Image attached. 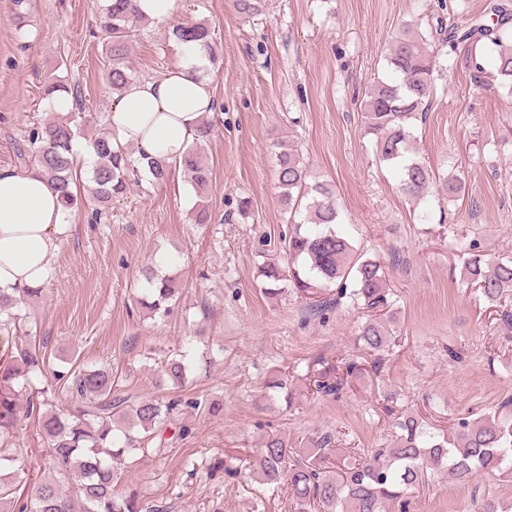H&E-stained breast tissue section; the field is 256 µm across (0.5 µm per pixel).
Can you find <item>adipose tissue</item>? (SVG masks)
Listing matches in <instances>:
<instances>
[{"instance_id": "ef3b65f1", "label": "adipose tissue", "mask_w": 512, "mask_h": 512, "mask_svg": "<svg viewBox=\"0 0 512 512\" xmlns=\"http://www.w3.org/2000/svg\"><path fill=\"white\" fill-rule=\"evenodd\" d=\"M208 67L204 53L181 45L171 68L129 84L112 103L116 142L138 159L180 160L215 104ZM72 230L67 210L39 167L0 168V288L44 285L51 257Z\"/></svg>"}]
</instances>
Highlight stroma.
Masks as SVG:
<instances>
[{"label":"stroma","instance_id":"obj_1","mask_svg":"<svg viewBox=\"0 0 512 512\" xmlns=\"http://www.w3.org/2000/svg\"><path fill=\"white\" fill-rule=\"evenodd\" d=\"M105 0H0V167L19 169L17 143L46 117L43 84H79L86 135L110 128L113 94L104 79L98 18ZM487 0H271L255 21L232 0H183L177 23L208 22L220 49L209 75L217 107L204 159L212 173L197 198L183 173L165 183L132 184L110 223L79 211L76 232L50 263L44 299L27 312L50 369L88 363L109 369L120 393L164 399L161 364L182 354L191 364L188 398L214 399L224 413L174 415L164 454L137 453L118 467L117 491L137 490L146 512H292L248 472L224 463L254 455L269 434L307 447L318 433L338 447H377L393 415L413 414L453 429L465 413H488L512 398V328L495 305L464 283L462 244L512 257V95L476 86L465 63L440 56L441 75L413 149L440 178L460 176L456 200L433 194L414 202L398 189L364 133V94L381 76L392 37L406 24L464 23ZM165 26L133 25L131 60L139 77L165 72L176 59ZM298 145L312 175L336 191L345 232L382 262L399 256L388 286L397 312L396 343L370 352L357 341L360 310L342 306L327 320L308 317L286 291L265 296L262 256L277 257L287 223L279 205L277 148ZM251 203L241 218V199ZM205 202L213 221L188 220ZM175 256L183 283L165 317H148L135 299L144 266ZM354 358L363 375L341 396L300 397L293 407L267 399L265 383L288 373L304 388L309 367ZM22 450L33 464L17 480L26 495L47 477V443L24 420L0 452ZM512 512V474L478 473L458 482L436 475L411 495L409 512H480L483 502Z\"/></svg>","mask_w":512,"mask_h":512}]
</instances>
